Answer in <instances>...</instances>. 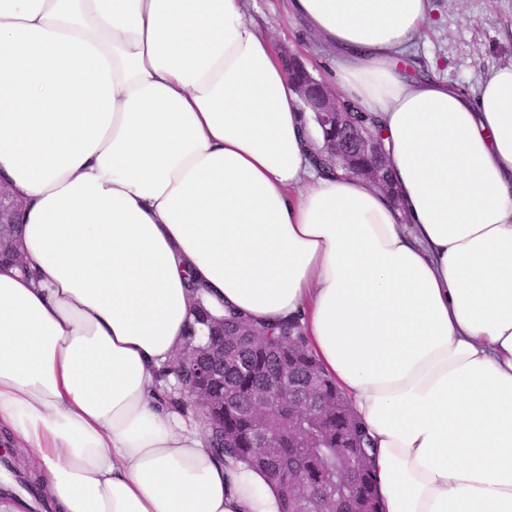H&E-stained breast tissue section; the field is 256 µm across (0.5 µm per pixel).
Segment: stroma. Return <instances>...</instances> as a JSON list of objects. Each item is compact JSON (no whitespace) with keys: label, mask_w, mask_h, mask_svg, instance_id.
<instances>
[{"label":"stroma","mask_w":512,"mask_h":512,"mask_svg":"<svg viewBox=\"0 0 512 512\" xmlns=\"http://www.w3.org/2000/svg\"><path fill=\"white\" fill-rule=\"evenodd\" d=\"M245 9L279 52L293 54L316 77L326 78L325 56L315 43L303 41L284 0H245ZM416 59L449 82L476 90L486 71L512 62V0H431Z\"/></svg>","instance_id":"stroma-1"}]
</instances>
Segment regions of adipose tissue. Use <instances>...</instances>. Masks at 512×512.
I'll return each mask as SVG.
<instances>
[{
    "instance_id": "ef3b65f1",
    "label": "adipose tissue",
    "mask_w": 512,
    "mask_h": 512,
    "mask_svg": "<svg viewBox=\"0 0 512 512\" xmlns=\"http://www.w3.org/2000/svg\"><path fill=\"white\" fill-rule=\"evenodd\" d=\"M430 0H287L377 114L394 194L320 137L243 0H0V440L57 512H281L163 374L192 322L299 319L375 442L378 512H512V63L413 74ZM22 206L11 193L0 185V247L3 243L2 229L5 225L21 224Z\"/></svg>"
}]
</instances>
